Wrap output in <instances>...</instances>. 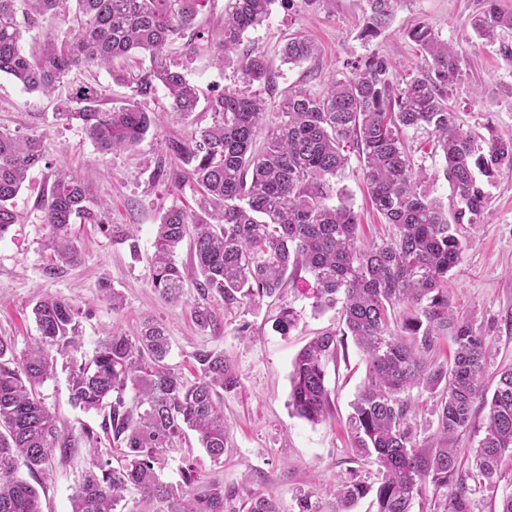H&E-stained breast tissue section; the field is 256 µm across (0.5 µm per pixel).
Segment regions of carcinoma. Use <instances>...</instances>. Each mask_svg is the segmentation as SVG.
Segmentation results:
<instances>
[{"label": "carcinoma", "instance_id": "carcinoma-1", "mask_svg": "<svg viewBox=\"0 0 512 512\" xmlns=\"http://www.w3.org/2000/svg\"><path fill=\"white\" fill-rule=\"evenodd\" d=\"M278 1L292 2L225 0L224 23L205 30L197 18L210 0H75L73 12L70 0H28L23 14L18 0H0V74L50 96L79 65L106 69L130 89L121 105L106 107L103 91L85 84L57 104L56 117L79 121L102 153L131 150L154 124L142 103L157 87L166 91L171 112H192L198 104L197 88L171 61L178 41L190 55L207 53L221 66H236L248 87L269 85L266 56L241 46ZM367 2L360 36L372 39L388 27L398 0ZM59 22L69 24L61 38L54 33ZM468 26L512 62V42L501 40L512 30V9L485 0ZM31 29L45 33L39 49L27 52L24 33ZM405 35L425 57L419 74L396 80L389 59L373 54L350 63L349 76L331 79L323 94L292 90L274 120L261 94L225 89L210 101V123L170 141L179 165L159 168L177 188L195 185L199 211L173 206L161 216L152 288L168 302H182L185 278L175 255L189 241L198 295L193 318L201 330L222 335L208 306L218 297L228 309L277 301L275 328L290 332L297 324L294 309L283 302L290 272L314 279L317 309L342 304L345 329L323 332L298 353L290 392L297 416L325 419L331 407L326 367L343 337H352L367 374L349 425L357 452L375 457L381 481L374 489L347 470L338 481L335 512H350L372 491L376 512H412L428 483L444 496L441 512H474L473 496L495 492L512 470V368L499 372L493 392L487 391L493 341L456 311L448 291V274L463 252L457 226L487 222L479 176L512 173V138L463 130L448 106V88L462 77L458 51L424 25L406 28ZM281 54L296 65L317 48L296 31ZM410 129L428 131L431 153L444 161L449 210L431 197L425 169L413 163L405 140ZM349 147L358 153L373 208L392 227L388 238L363 242L347 193L336 189ZM44 156L43 136L0 131V237L17 221L10 201ZM40 204L51 229L49 276L78 263L71 238L77 220L112 227L122 243L134 239L109 225L104 202L62 169ZM32 312L39 336L23 352L15 354L0 338V512H42L39 492L19 476L18 463L34 476L54 455L65 458L81 443L88 445L90 469L72 497V512H281L270 498L237 507L238 489L208 479L189 458L183 482L160 478L166 456L182 450L188 430L214 463L224 457L230 441L224 394L239 387L224 354L196 353L190 379L167 364V328L145 321L130 334L103 337L89 357L81 354L79 308L44 296ZM441 336L455 345L449 365L430 358ZM59 357L69 371L72 401L103 413L109 449L99 448V433L91 428L61 431L38 397L37 387L54 375ZM415 388L437 398V432L425 448L417 446L409 419L407 395ZM478 401L488 414L473 464L463 470L454 438L470 425ZM131 488L140 495L133 503L125 498Z\"/></svg>", "mask_w": 512, "mask_h": 512}]
</instances>
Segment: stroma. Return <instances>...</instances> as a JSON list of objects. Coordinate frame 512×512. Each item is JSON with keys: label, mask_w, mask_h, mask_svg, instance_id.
Wrapping results in <instances>:
<instances>
[{"label": "stroma", "mask_w": 512, "mask_h": 512, "mask_svg": "<svg viewBox=\"0 0 512 512\" xmlns=\"http://www.w3.org/2000/svg\"><path fill=\"white\" fill-rule=\"evenodd\" d=\"M484 5L485 0H399L389 28L364 40L357 21L367 9L366 0H334L328 10L318 2L307 6L296 0L291 8L274 5L270 16L247 32L244 44L262 51L270 63L267 100L274 112L291 88L323 94L332 76L345 72L347 63L374 53L391 58L396 78L418 74L425 61L402 30L425 23L460 53L462 78L448 95L460 126L482 136L491 129L508 136L512 135V63L499 55L497 46L472 37L466 25ZM297 30L312 38L320 53L308 62L290 65L282 61L280 49L288 34ZM172 56L183 64L187 79L198 89L197 109L186 115L168 111L165 92H157L148 105L155 124L130 152L100 153L80 124L55 116L57 100L67 95L70 85L81 82L98 84L110 104L123 101L127 88L115 84L106 70L75 68L51 97L26 91L14 79L0 76V130L34 133L43 136L45 145L44 164L30 170L13 201L19 221L0 237V337L10 339L16 351H23L38 335L32 308L41 295L50 294L79 307L85 354L93 353L105 332L127 333L147 319L166 325L171 342L168 362L185 375L193 374L198 351L224 353L240 380L238 389L224 396L231 446L223 465L216 466L197 435H190L188 450L197 470L231 487L243 484V474H252V482L243 484L247 495L274 499L282 512H298L297 500L305 492L330 507L336 481L347 469H359L362 477L371 479L376 467L356 456L347 432L350 404L366 371L352 338H345L335 362L327 368L333 398L328 417L312 423L296 416L288 405L296 354L318 332L340 324L337 309L314 311L313 278L303 276L286 292L287 303L300 316L297 327L287 334L275 330L273 312L267 306L228 311L218 299L212 301L211 309L223 320L224 333L210 335L200 331L191 317L197 297L194 289H187L182 304L172 305L151 286L155 226L168 208L193 206L195 196L192 186L177 189L159 176V168L169 169L177 163L166 145L209 123L211 95L242 86L236 69L219 68L209 56H188L180 48ZM424 137L421 131L406 133L408 146L415 149L413 160L426 170L432 196L451 205L440 157L416 149ZM61 165L107 203L110 223L134 225L136 244L115 243L94 224H74L71 234L80 261L52 277L44 272L48 254L43 245L50 229L38 201ZM338 185L348 193L365 237L387 236L388 225L370 207L358 156H351ZM487 191L489 221L476 233L460 226L459 237L466 246L448 278V288L457 311L491 336L490 368L495 371L512 367V175L496 177ZM107 288L122 295V310L112 311L104 300ZM39 394L63 428L99 429L101 413L72 403L67 371L57 370L40 386ZM87 458L86 449H76L71 457L55 459L51 470L40 476L43 512H71L72 495Z\"/></svg>", "instance_id": "35a3bbf8"}]
</instances>
